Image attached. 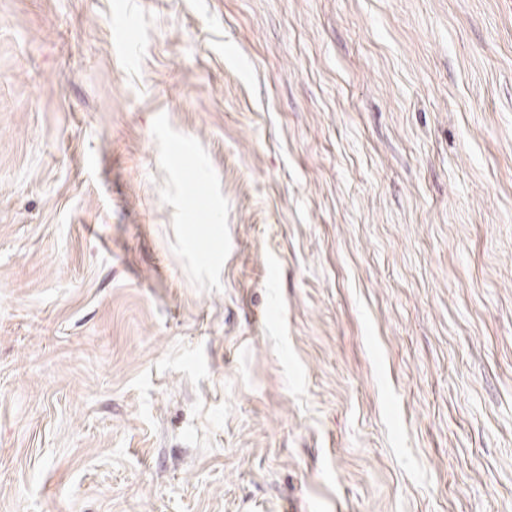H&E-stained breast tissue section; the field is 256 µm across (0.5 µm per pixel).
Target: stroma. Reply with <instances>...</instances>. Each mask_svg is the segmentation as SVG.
I'll return each instance as SVG.
<instances>
[{
	"label": "stroma",
	"mask_w": 512,
	"mask_h": 512,
	"mask_svg": "<svg viewBox=\"0 0 512 512\" xmlns=\"http://www.w3.org/2000/svg\"><path fill=\"white\" fill-rule=\"evenodd\" d=\"M0 512H512V0H0Z\"/></svg>",
	"instance_id": "obj_1"
}]
</instances>
